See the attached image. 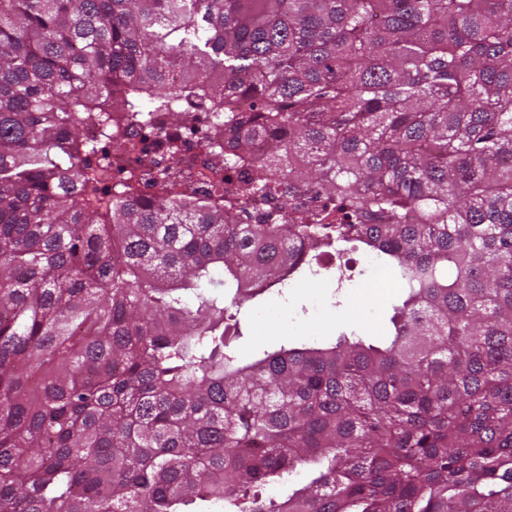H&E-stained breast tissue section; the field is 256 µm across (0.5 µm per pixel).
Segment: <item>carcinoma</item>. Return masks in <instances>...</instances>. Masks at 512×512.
I'll return each mask as SVG.
<instances>
[{"label": "carcinoma", "instance_id": "carcinoma-1", "mask_svg": "<svg viewBox=\"0 0 512 512\" xmlns=\"http://www.w3.org/2000/svg\"><path fill=\"white\" fill-rule=\"evenodd\" d=\"M186 103L288 204L102 203L84 129ZM310 238L399 271L387 339L240 363L201 288L312 273ZM215 503L512 512V0H0V512ZM279 200V197L246 199V197L238 195L236 209L241 214V224H259L261 215L273 209V207L280 202Z\"/></svg>", "mask_w": 512, "mask_h": 512}]
</instances>
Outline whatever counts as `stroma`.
<instances>
[{"mask_svg": "<svg viewBox=\"0 0 512 512\" xmlns=\"http://www.w3.org/2000/svg\"><path fill=\"white\" fill-rule=\"evenodd\" d=\"M402 294L398 279L387 272L369 273L362 261L346 282L333 271L304 273L232 306L241 332L234 348L247 363L306 341L330 344L343 333L376 342L385 337Z\"/></svg>", "mask_w": 512, "mask_h": 512, "instance_id": "obj_1", "label": "stroma"}]
</instances>
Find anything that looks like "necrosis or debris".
Returning a JSON list of instances; mask_svg holds the SVG:
<instances>
[{
  "mask_svg": "<svg viewBox=\"0 0 512 512\" xmlns=\"http://www.w3.org/2000/svg\"><path fill=\"white\" fill-rule=\"evenodd\" d=\"M213 126L212 114L200 110H186L176 123L160 114L135 130L133 147L118 151L90 127L86 137L95 148L84 161L93 165L101 156L109 157L108 174L98 186L105 200L123 187L144 200L190 191L219 200L236 192L241 175L235 172L227 178L208 171Z\"/></svg>",
  "mask_w": 512,
  "mask_h": 512,
  "instance_id": "1",
  "label": "necrosis or debris"
}]
</instances>
